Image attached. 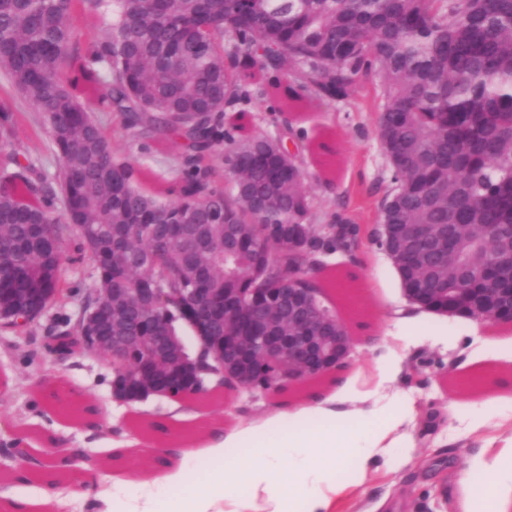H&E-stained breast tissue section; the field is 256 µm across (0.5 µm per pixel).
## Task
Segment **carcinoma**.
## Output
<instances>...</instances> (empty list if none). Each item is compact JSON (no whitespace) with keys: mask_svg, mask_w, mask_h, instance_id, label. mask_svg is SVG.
I'll return each mask as SVG.
<instances>
[{"mask_svg":"<svg viewBox=\"0 0 512 512\" xmlns=\"http://www.w3.org/2000/svg\"><path fill=\"white\" fill-rule=\"evenodd\" d=\"M112 14L99 38L75 46L79 23ZM0 144L29 137L19 99L42 114L40 130L60 158L64 214L33 161L0 152V289L63 287L68 247L88 255L95 287L88 304H112L114 336H131L135 366L163 379L195 362L201 383L228 391L202 336H248L253 288L278 298L281 283L324 292L315 251L347 246L336 225L313 224L306 175L285 139L255 132V97L283 104L342 102L371 84L377 137L391 171L382 224H456L431 265L392 252L404 288H469L461 256L489 266L493 288H512V0H0ZM131 137L186 142V169L162 188L116 157L101 115ZM224 149V169L213 166ZM224 179L225 189L215 183ZM214 214L200 241L169 236L182 218ZM156 284L165 302L145 305L135 289ZM208 296L207 319L188 288ZM242 315L224 320V301ZM35 318L49 302L22 293L0 298V329L14 307ZM199 352L191 354L181 332ZM79 321L45 347L56 359L81 355ZM256 388L288 384L259 350Z\"/></svg>","mask_w":512,"mask_h":512,"instance_id":"carcinoma-1","label":"carcinoma"}]
</instances>
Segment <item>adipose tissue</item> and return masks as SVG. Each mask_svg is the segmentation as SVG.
<instances>
[{"label":"adipose tissue","mask_w":512,"mask_h":512,"mask_svg":"<svg viewBox=\"0 0 512 512\" xmlns=\"http://www.w3.org/2000/svg\"><path fill=\"white\" fill-rule=\"evenodd\" d=\"M420 325V318H400L379 347L374 371H356L332 392L192 441L180 464L153 470L134 494L107 501L108 512H330L335 499L364 489L378 455L407 445L401 427L410 408L370 400L399 372L405 328ZM340 449L352 462L346 481L336 477ZM200 461L206 470L190 481L188 465ZM460 491L463 512H482L487 492L491 512H512V446L469 460Z\"/></svg>","instance_id":"adipose-tissue-1"}]
</instances>
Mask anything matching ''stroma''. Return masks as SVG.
Segmentation results:
<instances>
[{
  "instance_id": "1",
  "label": "stroma",
  "mask_w": 512,
  "mask_h": 512,
  "mask_svg": "<svg viewBox=\"0 0 512 512\" xmlns=\"http://www.w3.org/2000/svg\"><path fill=\"white\" fill-rule=\"evenodd\" d=\"M251 116L258 133L302 134L296 161L307 175L317 223H329L340 213L366 231L350 253L327 257L328 267L338 270L343 281L325 293L355 340L348 368L372 369L375 344L410 308L391 262L371 237L390 179L377 139L379 114L372 92L365 88L344 102L282 112L274 101H258ZM110 140L119 156L148 168L161 182L176 181L185 168L183 144L158 145L113 132ZM67 256L63 274L74 291L70 302L49 306L29 328L0 333V503L37 497L50 483L59 499L55 512H100V488L123 495L131 465L153 467L208 427L261 420L275 403L304 397L330 382L325 376L285 392L227 393L211 387L181 402L164 397L120 402L103 359L75 355L57 360L43 352L65 322L78 320L94 288L91 262L78 261L73 249ZM447 325L456 344L436 343L431 334L439 324L427 322L426 337L410 349L398 379L385 391L387 397L415 403L418 419L408 430L414 441L411 463L372 470L367 492L352 493L337 512H374L383 499L392 502V512H448L466 459L512 443V417H504L496 403L497 397H512V362L476 357L483 340L512 338V323L451 317ZM487 369L498 379L486 389L458 387L461 375ZM74 397L82 408L94 409V425L74 415ZM484 399L489 402L487 423L475 433L468 404ZM19 438L28 452L24 459L13 454ZM86 465L97 468L98 483L82 488L78 476ZM20 468L29 472V481H13Z\"/></svg>"
}]
</instances>
